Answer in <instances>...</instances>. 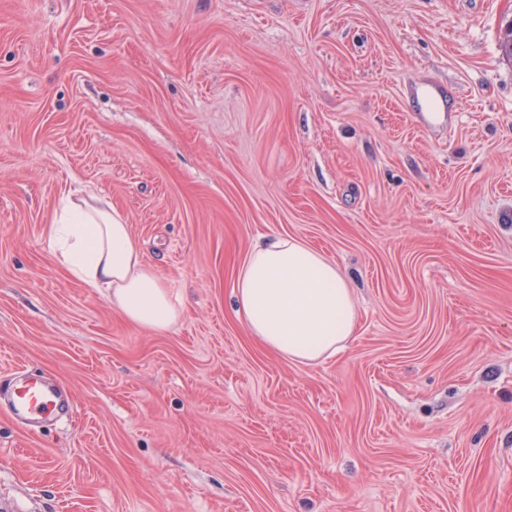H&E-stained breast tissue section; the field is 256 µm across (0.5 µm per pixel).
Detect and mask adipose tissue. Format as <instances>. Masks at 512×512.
<instances>
[{
  "label": "adipose tissue",
  "mask_w": 512,
  "mask_h": 512,
  "mask_svg": "<svg viewBox=\"0 0 512 512\" xmlns=\"http://www.w3.org/2000/svg\"><path fill=\"white\" fill-rule=\"evenodd\" d=\"M48 238L59 265L104 293L129 323L157 333L175 325L178 303L111 206L67 200ZM233 295L248 333L293 362L335 355L356 329L354 300L339 267L290 235L274 234L253 246Z\"/></svg>",
  "instance_id": "adipose-tissue-1"
}]
</instances>
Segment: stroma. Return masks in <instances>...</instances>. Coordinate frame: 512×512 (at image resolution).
<instances>
[{
  "mask_svg": "<svg viewBox=\"0 0 512 512\" xmlns=\"http://www.w3.org/2000/svg\"><path fill=\"white\" fill-rule=\"evenodd\" d=\"M512 0H0V496L30 512H512ZM435 82L446 126L415 120ZM111 204L181 304L61 267ZM284 232L356 331L285 360L232 295ZM41 374L59 420L11 412ZM47 232L59 265L104 293L129 323L157 333L175 325L180 306L111 205L68 198Z\"/></svg>",
  "mask_w": 512,
  "mask_h": 512,
  "instance_id": "35a3bbf8",
  "label": "stroma"
}]
</instances>
